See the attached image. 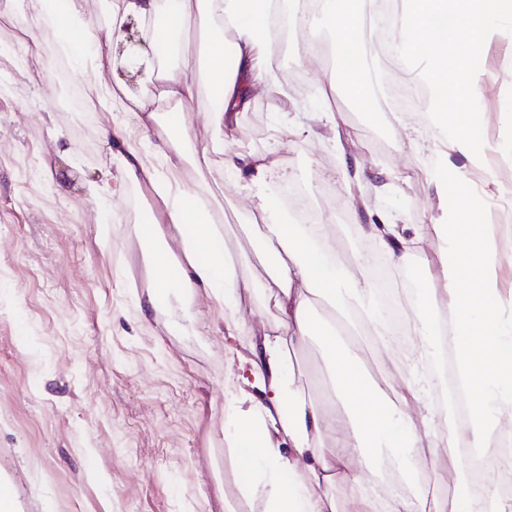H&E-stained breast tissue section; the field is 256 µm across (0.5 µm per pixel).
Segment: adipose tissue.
I'll return each instance as SVG.
<instances>
[{
  "label": "adipose tissue",
  "mask_w": 512,
  "mask_h": 512,
  "mask_svg": "<svg viewBox=\"0 0 512 512\" xmlns=\"http://www.w3.org/2000/svg\"><path fill=\"white\" fill-rule=\"evenodd\" d=\"M31 2L41 24L60 35L65 48L81 36L84 50L76 58L94 55V86L110 111L138 113L144 127L155 122V111L108 80L105 69L126 23H134L154 47L167 34L184 36L195 20L192 0H175L163 15L158 0H119L103 36L84 20L83 0ZM206 2L210 16L233 34L231 42L219 38L209 49V80L221 97L219 114L232 118L247 108L252 88H278L270 28L277 0ZM322 17L340 46L376 60L374 43L364 35L361 0H324ZM506 26L512 28V0H404L393 27L402 54L429 64L431 125L445 132L448 145L438 176L448 221L428 230L448 240L451 253L441 266L438 287L427 290L406 321L409 335L418 339L410 364L421 377L418 387L408 390L415 412L386 411L382 386L364 374L361 356L350 344L365 333L380 340L386 336L367 268L350 273L339 267L325 239L326 225H264V238L276 248L266 296L276 321L241 356L249 376L227 399L229 416L238 422L227 439L228 458L241 495L258 502L262 512H337L329 489L338 479L348 489L349 512H378L382 506L387 512H448L447 499L438 497L396 496L383 502L381 487L361 476L378 449L400 446L418 454L437 433L435 393L448 381L426 365L432 352L444 346L453 351L463 384L475 397L465 426L444 436L447 457H454L460 443L499 448L512 435V291L503 292L497 274L501 257L512 253V226L481 222L484 200L454 162L460 156L479 167L491 151L512 160V139L489 144L482 115L472 108L483 78L473 59ZM144 65L146 84L174 102L176 110L194 103L193 80L149 58ZM115 159L118 177L87 183L88 194L112 196L126 183L149 180L179 232L183 261H175L166 245L150 251L155 279L146 297L148 308H155L161 289L177 286L222 299L225 311L235 313L241 291L251 284L238 280L237 261L225 255L224 238L197 193L157 180L134 149L116 152ZM320 299L333 306L332 321L314 320L311 309ZM311 336L323 346L336 390L348 405L345 416L328 413L295 378L283 375L294 343ZM327 444L332 454H324Z\"/></svg>",
  "instance_id": "1"
}]
</instances>
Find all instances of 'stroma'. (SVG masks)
Segmentation results:
<instances>
[{"label":"stroma","instance_id":"35a3bbf8","mask_svg":"<svg viewBox=\"0 0 512 512\" xmlns=\"http://www.w3.org/2000/svg\"><path fill=\"white\" fill-rule=\"evenodd\" d=\"M221 23L200 15L190 53L178 69L198 87V101L181 123L171 103L153 104L157 120L140 131L132 115L108 111L89 75L76 71L55 34L40 28L29 0H0V482L16 512H259L245 502L225 458L230 427L226 395L236 384L234 352H247L253 333L274 323L265 306L271 252L257 232L262 218L247 175L212 160V147L244 152L273 172L263 188L272 219L295 222L283 198L301 187L319 209L343 267L365 264L360 225L386 213L420 232L448 216L434 190L442 157L428 122L416 111H393L386 96L359 111L337 80L331 56L341 49L320 14L305 30H289L275 51L273 94L255 93L221 134L209 94L208 37ZM38 35V51L20 55L21 40ZM319 48L325 63H296L295 43ZM486 79L477 108L496 143L512 129L503 109L512 101V36L502 35L476 59ZM63 71L62 82L41 74ZM83 94L86 113L65 109V93ZM125 128L131 144L151 157L153 144L180 141L186 162L179 183L195 188L224 234L225 252L241 257V336L227 340L223 304L202 292L178 291L144 313L154 271L144 256V227L156 224L170 248L178 231L150 184L125 186L95 201L84 183L112 170L105 128ZM65 178L58 194L53 181ZM448 242L431 235L402 266H388L402 311L437 282ZM372 380L414 379L404 355L372 336L356 341ZM296 378L329 412L344 410L317 338L291 354ZM421 459L445 480L443 492L464 512L472 493L449 465L442 435Z\"/></svg>","mask_w":512,"mask_h":512}]
</instances>
